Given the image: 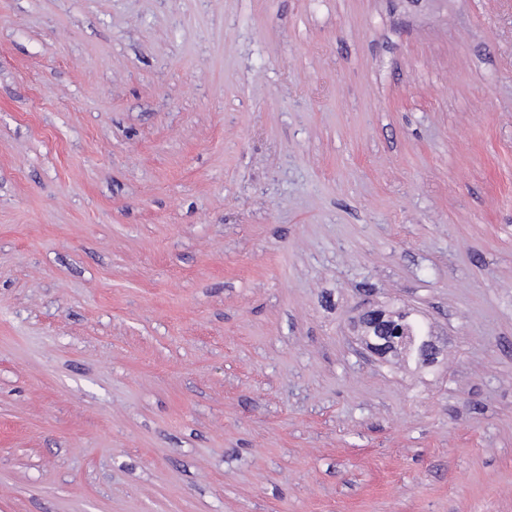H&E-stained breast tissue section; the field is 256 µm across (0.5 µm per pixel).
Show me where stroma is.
<instances>
[{
	"label": "stroma",
	"instance_id": "35a3bbf8",
	"mask_svg": "<svg viewBox=\"0 0 512 512\" xmlns=\"http://www.w3.org/2000/svg\"><path fill=\"white\" fill-rule=\"evenodd\" d=\"M0 512H512V0H0ZM380 312L378 311H369L365 316L371 318L374 322L373 325H379L378 331H382V333H377L381 336H393L392 338H389V343L384 341H380L379 343H373L371 341L367 342V349L370 353L377 356L376 354L380 356L387 355V346L388 344H391L393 347H396L398 344H400L404 336H406V333L403 331L402 328H398L397 326L390 325L388 323H383V321L386 319L384 316H380ZM383 343V344H381ZM376 353V354H375ZM402 315V314H401ZM402 322L400 324L404 325L408 328L411 333L410 336V344L405 347H401L398 351H396V355L404 354L406 357L411 358L412 356H416L418 359H422V361H428L433 358L434 354L426 355L422 353L420 350L421 345L428 340L429 336H425L423 334V328L420 323L414 320H408V315L404 314Z\"/></svg>",
	"mask_w": 512,
	"mask_h": 512
}]
</instances>
